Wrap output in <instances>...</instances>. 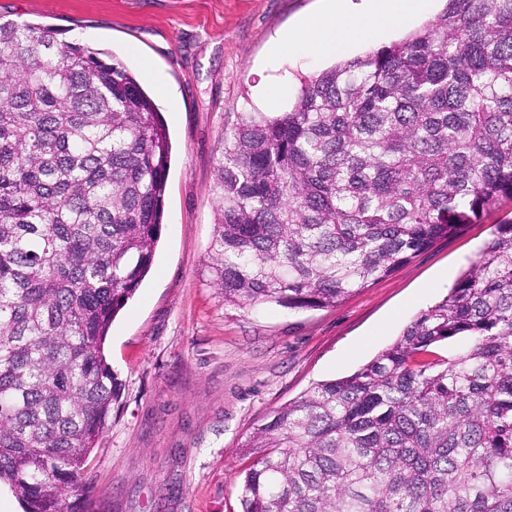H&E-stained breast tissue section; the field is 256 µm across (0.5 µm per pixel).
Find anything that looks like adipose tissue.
I'll list each match as a JSON object with an SVG mask.
<instances>
[{"label":"adipose tissue","mask_w":512,"mask_h":512,"mask_svg":"<svg viewBox=\"0 0 512 512\" xmlns=\"http://www.w3.org/2000/svg\"><path fill=\"white\" fill-rule=\"evenodd\" d=\"M433 0H323L321 10L300 20L274 46L275 53L335 51L349 43L383 33L408 16H421Z\"/></svg>","instance_id":"adipose-tissue-1"}]
</instances>
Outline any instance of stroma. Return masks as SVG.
<instances>
[{"label":"stroma","mask_w":512,"mask_h":512,"mask_svg":"<svg viewBox=\"0 0 512 512\" xmlns=\"http://www.w3.org/2000/svg\"><path fill=\"white\" fill-rule=\"evenodd\" d=\"M318 0H0V17L56 28L108 51L159 107L172 145L164 224L151 271L112 323L107 360L122 383L89 458L98 512H239L247 436L312 383L352 374L440 301L501 224L512 199L437 240L333 308L226 305L214 284V167L244 112H284L300 79L418 30L322 55H274L273 43ZM286 94L268 104L264 88Z\"/></svg>","instance_id":"1"}]
</instances>
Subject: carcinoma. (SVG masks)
<instances>
[{"label":"carcinoma","mask_w":512,"mask_h":512,"mask_svg":"<svg viewBox=\"0 0 512 512\" xmlns=\"http://www.w3.org/2000/svg\"><path fill=\"white\" fill-rule=\"evenodd\" d=\"M170 158L120 61L0 20V483L25 512L85 487L122 389L105 341L153 263ZM214 172L224 303L336 306L512 199V0H448L304 79L290 110L243 113ZM243 448L240 512H512V224Z\"/></svg>","instance_id":"cac0c4a2"}]
</instances>
